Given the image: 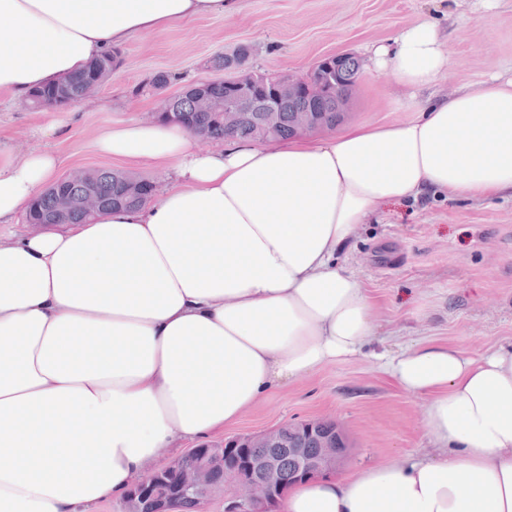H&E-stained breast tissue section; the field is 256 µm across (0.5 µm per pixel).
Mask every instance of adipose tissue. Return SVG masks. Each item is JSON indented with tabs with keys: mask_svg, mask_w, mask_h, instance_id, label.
Listing matches in <instances>:
<instances>
[{
	"mask_svg": "<svg viewBox=\"0 0 512 512\" xmlns=\"http://www.w3.org/2000/svg\"><path fill=\"white\" fill-rule=\"evenodd\" d=\"M236 0H0V94L13 102L135 37ZM412 94L448 68L436 24L372 50ZM99 154L170 168L142 207L19 236L57 180L53 150L0 140V512H95L176 450L283 383L362 353L371 303L336 256L376 209L431 194L512 195V78L429 100L397 125L322 141L192 149L178 124L130 121ZM425 396L432 453L290 485L281 512H512V345L386 357Z\"/></svg>",
	"mask_w": 512,
	"mask_h": 512,
	"instance_id": "obj_1",
	"label": "adipose tissue"
}]
</instances>
